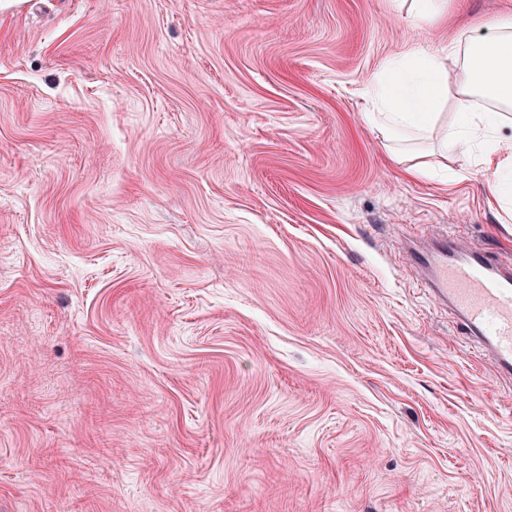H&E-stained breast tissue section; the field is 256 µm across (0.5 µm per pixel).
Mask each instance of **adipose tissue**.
<instances>
[{
  "mask_svg": "<svg viewBox=\"0 0 512 512\" xmlns=\"http://www.w3.org/2000/svg\"><path fill=\"white\" fill-rule=\"evenodd\" d=\"M372 93L367 119L398 153L429 138L442 107L453 103L458 119L442 150L475 151L473 164L491 175L498 197H512V137L502 134L512 127L511 19L496 20L481 36L459 30L441 53L409 45L384 65Z\"/></svg>",
  "mask_w": 512,
  "mask_h": 512,
  "instance_id": "ef3b65f1",
  "label": "adipose tissue"
}]
</instances>
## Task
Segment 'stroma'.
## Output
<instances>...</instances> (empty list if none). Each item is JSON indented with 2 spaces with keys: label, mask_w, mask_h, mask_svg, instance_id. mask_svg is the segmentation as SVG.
<instances>
[{
  "label": "stroma",
  "mask_w": 512,
  "mask_h": 512,
  "mask_svg": "<svg viewBox=\"0 0 512 512\" xmlns=\"http://www.w3.org/2000/svg\"><path fill=\"white\" fill-rule=\"evenodd\" d=\"M0 0V512H512V387L404 233L512 252L364 95L447 0Z\"/></svg>",
  "instance_id": "1"
}]
</instances>
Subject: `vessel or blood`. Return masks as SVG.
<instances>
[{
    "label": "vessel or blood",
    "instance_id": "obj_1",
    "mask_svg": "<svg viewBox=\"0 0 512 512\" xmlns=\"http://www.w3.org/2000/svg\"><path fill=\"white\" fill-rule=\"evenodd\" d=\"M404 246L419 290L452 315L469 350L496 377L512 382V256L460 248L448 231L405 237Z\"/></svg>",
    "mask_w": 512,
    "mask_h": 512
}]
</instances>
